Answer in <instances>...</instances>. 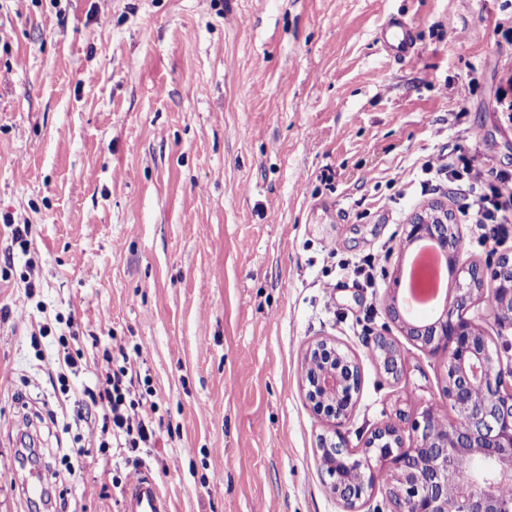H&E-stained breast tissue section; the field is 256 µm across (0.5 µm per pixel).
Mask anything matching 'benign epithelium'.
Instances as JSON below:
<instances>
[{
	"label": "benign epithelium",
	"instance_id": "obj_1",
	"mask_svg": "<svg viewBox=\"0 0 512 512\" xmlns=\"http://www.w3.org/2000/svg\"><path fill=\"white\" fill-rule=\"evenodd\" d=\"M448 209L435 206L414 215L406 241L427 240L457 274L451 303L428 322L410 321L396 296L387 301L390 319L414 346L448 357L441 394L455 420L435 429L436 412L424 410L406 443V415L376 427L359 448L349 446L342 429L357 403L361 367L336 340L320 338L303 360L305 399L312 414L331 427L317 448L327 487L343 512H361L380 481L392 512H512V500L499 488L512 482V369L501 352L468 317L476 300L490 295L489 315L512 327V254L502 252L481 265L459 264L463 251L458 225ZM372 351L383 371L397 380L405 369L401 349L390 336L373 339ZM474 468L464 472L460 462Z\"/></svg>",
	"mask_w": 512,
	"mask_h": 512
}]
</instances>
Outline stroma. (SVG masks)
Returning <instances> with one entry per match:
<instances>
[{
    "mask_svg": "<svg viewBox=\"0 0 512 512\" xmlns=\"http://www.w3.org/2000/svg\"><path fill=\"white\" fill-rule=\"evenodd\" d=\"M392 17L413 58L380 50ZM509 32L512 0H0V218L28 227L22 246L0 222V512H121L134 467L170 512H342L302 390L319 337L361 366L351 447L397 410L447 414L445 357L386 299L430 204L463 260L512 251V223L486 239L422 170L473 146L512 178ZM367 255L371 288L349 268ZM120 345L156 392L150 450L101 449L100 408L72 421ZM372 351L383 371L393 379H399L405 369L401 349L391 336L379 335L373 339Z\"/></svg>",
    "mask_w": 512,
    "mask_h": 512,
    "instance_id": "35a3bbf8",
    "label": "stroma"
}]
</instances>
